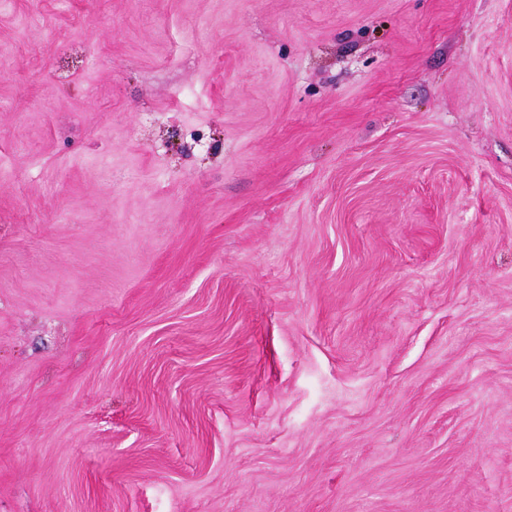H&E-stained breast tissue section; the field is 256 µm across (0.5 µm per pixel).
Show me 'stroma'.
Masks as SVG:
<instances>
[{
    "label": "stroma",
    "mask_w": 512,
    "mask_h": 512,
    "mask_svg": "<svg viewBox=\"0 0 512 512\" xmlns=\"http://www.w3.org/2000/svg\"><path fill=\"white\" fill-rule=\"evenodd\" d=\"M0 50V512H512V0Z\"/></svg>",
    "instance_id": "stroma-1"
}]
</instances>
